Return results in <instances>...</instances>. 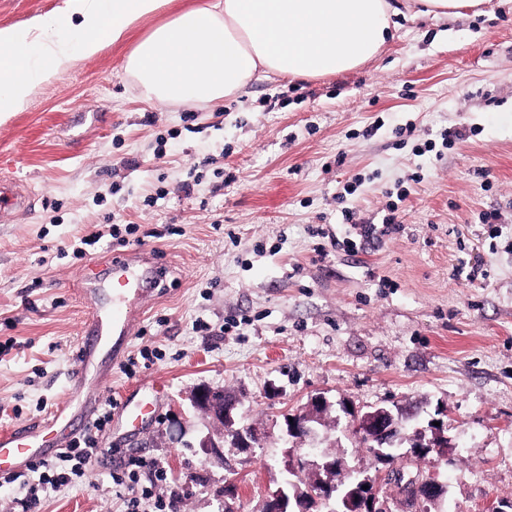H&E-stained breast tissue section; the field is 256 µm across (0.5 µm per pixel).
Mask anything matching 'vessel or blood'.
I'll list each match as a JSON object with an SVG mask.
<instances>
[{
    "label": "vessel or blood",
    "mask_w": 512,
    "mask_h": 512,
    "mask_svg": "<svg viewBox=\"0 0 512 512\" xmlns=\"http://www.w3.org/2000/svg\"><path fill=\"white\" fill-rule=\"evenodd\" d=\"M33 201L22 184L0 180V219L20 209H31ZM108 275L99 279L96 264L82 274L83 293L89 300L88 320L82 331L77 357L78 379L95 372L100 358L112 348V339L127 336L160 282V272L146 252L115 256L108 260ZM97 411V399L86 394L79 399L78 413L60 407L46 419L0 433V474L24 469L32 460L64 449L76 426H88Z\"/></svg>",
    "instance_id": "obj_1"
}]
</instances>
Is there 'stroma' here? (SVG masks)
<instances>
[{"instance_id": "obj_1", "label": "stroma", "mask_w": 512, "mask_h": 512, "mask_svg": "<svg viewBox=\"0 0 512 512\" xmlns=\"http://www.w3.org/2000/svg\"><path fill=\"white\" fill-rule=\"evenodd\" d=\"M65 8L0 0V26ZM396 21L357 69L256 78L213 107L145 101L124 72L131 43L115 44L0 123V177L35 196L0 222V432L72 398L89 261L146 249L166 270L101 394L154 414L110 420L82 481L35 505L36 472L0 479V512H124L112 477L141 462L164 468L180 512H221L229 480L237 512H263L288 477L284 418L316 395L438 423L445 448L415 463L357 447L349 416L323 429L368 476L414 463L443 484L419 512L512 499V0ZM347 210L400 229L343 245ZM113 224L135 232L113 239ZM98 231L85 257L69 251ZM203 386L239 399L259 444L201 447L220 436L191 404Z\"/></svg>"}]
</instances>
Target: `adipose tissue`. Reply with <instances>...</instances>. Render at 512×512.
<instances>
[{"label": "adipose tissue", "mask_w": 512, "mask_h": 512, "mask_svg": "<svg viewBox=\"0 0 512 512\" xmlns=\"http://www.w3.org/2000/svg\"><path fill=\"white\" fill-rule=\"evenodd\" d=\"M169 0H67L63 15L0 27V121L22 111L33 90L75 59L128 39ZM390 0H208L153 28L125 72L144 99L214 104L256 75L293 79L353 70L394 37Z\"/></svg>", "instance_id": "obj_1"}]
</instances>
